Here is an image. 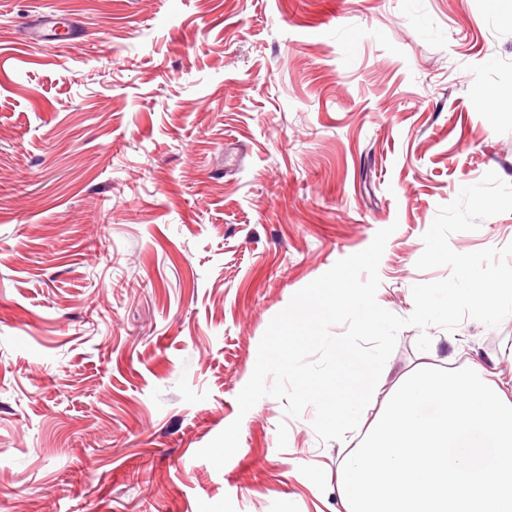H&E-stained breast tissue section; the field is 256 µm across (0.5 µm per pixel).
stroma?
Wrapping results in <instances>:
<instances>
[{"mask_svg": "<svg viewBox=\"0 0 512 512\" xmlns=\"http://www.w3.org/2000/svg\"><path fill=\"white\" fill-rule=\"evenodd\" d=\"M504 10L0 0V512H344L348 439L237 396L272 318L378 230L383 308L449 276L416 267L439 207L512 183ZM40 16L71 39L31 42ZM449 242L512 243V212ZM423 332L437 363L512 379V319ZM236 420L222 469L197 458Z\"/></svg>", "mask_w": 512, "mask_h": 512, "instance_id": "stroma-1", "label": "stroma"}]
</instances>
